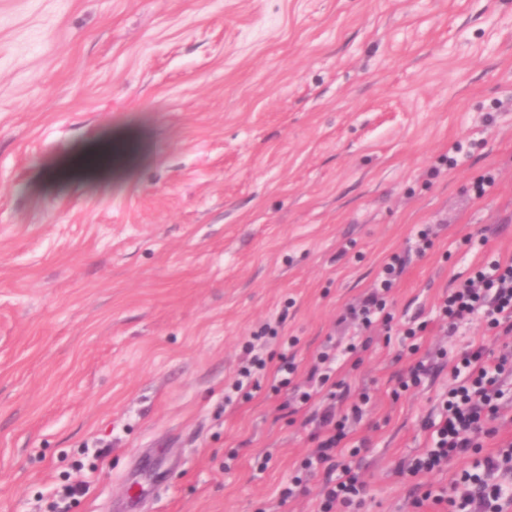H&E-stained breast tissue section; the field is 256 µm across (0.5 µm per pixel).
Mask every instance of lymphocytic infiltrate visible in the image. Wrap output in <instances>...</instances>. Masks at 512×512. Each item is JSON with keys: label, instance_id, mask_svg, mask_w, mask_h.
<instances>
[{"label": "lymphocytic infiltrate", "instance_id": "f902f5d3", "mask_svg": "<svg viewBox=\"0 0 512 512\" xmlns=\"http://www.w3.org/2000/svg\"><path fill=\"white\" fill-rule=\"evenodd\" d=\"M403 270L400 257L385 263L371 289L352 306L348 317L353 324L369 329L374 323L390 322L386 297L395 288ZM439 315L449 331L459 325L481 321L486 331L512 334V260L494 259L478 266L465 281L449 289L439 304ZM336 343H329L307 378V388L300 395L301 403L320 397L323 406L312 419L318 445L315 453L302 464L304 470L323 471L325 483L318 512H333L335 506L361 503L365 484L358 465L343 459L341 443L347 436L349 420L360 419L369 397L360 394L349 414L337 416L334 401L336 387L330 382ZM453 385L442 400L436 416L426 418L422 427L428 433L425 448L403 461L398 474L417 476L443 470L454 461L471 459L454 482L453 491L426 489L414 494L412 505H432L441 512H512V439L499 440L495 452L483 453L487 439L497 438L501 405L512 387V351L488 360L484 345H474L452 368Z\"/></svg>", "mask_w": 512, "mask_h": 512}]
</instances>
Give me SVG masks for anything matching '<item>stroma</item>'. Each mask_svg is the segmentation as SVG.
Returning <instances> with one entry per match:
<instances>
[{"label": "stroma", "instance_id": "35a3bbf8", "mask_svg": "<svg viewBox=\"0 0 512 512\" xmlns=\"http://www.w3.org/2000/svg\"><path fill=\"white\" fill-rule=\"evenodd\" d=\"M124 127L133 170L61 176ZM423 224L441 231L420 257ZM394 254L389 329L336 366L370 396L356 512H415L414 486L465 467L396 473L451 382L442 363L398 390L404 323L427 322L424 351L512 350L436 318L512 259V0H0V512H54L80 482L68 512H315L322 475L278 497L315 442L273 373L351 336L346 307ZM265 322L268 372L225 403Z\"/></svg>", "mask_w": 512, "mask_h": 512}]
</instances>
